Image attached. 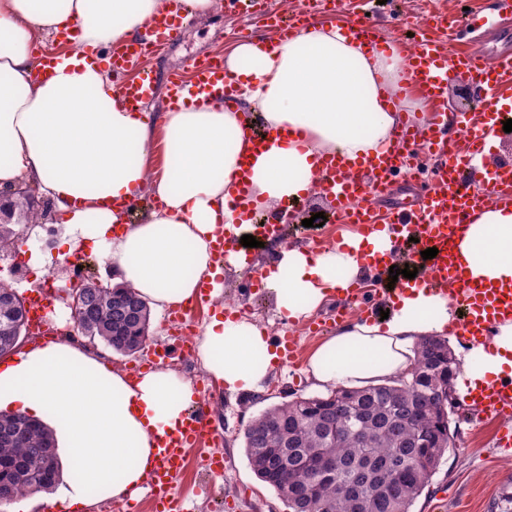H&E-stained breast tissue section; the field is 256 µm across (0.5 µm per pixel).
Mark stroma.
Returning a JSON list of instances; mask_svg holds the SVG:
<instances>
[{
	"label": "stroma",
	"mask_w": 512,
	"mask_h": 512,
	"mask_svg": "<svg viewBox=\"0 0 512 512\" xmlns=\"http://www.w3.org/2000/svg\"><path fill=\"white\" fill-rule=\"evenodd\" d=\"M485 0H347L340 21L347 22L370 16L388 41L402 42L407 36L405 22L410 16L428 17L433 9L440 8L466 20L467 7L484 4ZM241 17L233 11H217L190 19L183 37L168 41L149 55L144 65L155 76V90L146 110L153 121H161L169 91L171 75H189V63L194 59L222 56L237 40L233 32ZM326 213L320 227L305 226V219L316 213ZM299 221L284 227L289 246L301 249L329 248L342 234L350 232V225L340 223L330 214L328 205L321 200L306 204L300 210ZM28 243L15 253L0 257V265H14L19 273L12 282L21 295L30 289L52 282L54 290L63 289L70 276L69 264L57 263L41 270L29 264L31 251L59 254L61 235H48L44 224H34L26 232ZM251 271L244 270L226 276L224 302L239 315L253 319L266 327L269 336L283 334L295 336L299 356L291 363L281 364L268 375L263 388L256 394H231L223 386L212 382L198 359L188 355L167 359L166 364L177 370H189L196 385L207 386L208 403L212 417L220 428V446L231 460L223 475H204L198 466V455H191L185 472L177 482L179 493L185 499L187 512H286L282 501L251 471L243 448V431L250 421L267 407L296 397L312 396L313 390L306 379L308 358L311 351L326 338L325 333H311L309 326L318 321L333 322L339 305V295L319 306L309 319L296 324L283 322L276 314L268 295H256L248 283ZM183 322L169 325L166 314L151 317L153 340L164 341L181 334L197 338L208 317L205 305L192 301L184 307ZM456 446L447 451L430 485L423 491L412 512H505L512 504V455H506L497 446L496 422H479L461 418L456 429Z\"/></svg>",
	"instance_id": "obj_1"
}]
</instances>
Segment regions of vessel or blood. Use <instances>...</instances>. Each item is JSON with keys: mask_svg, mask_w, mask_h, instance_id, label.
Here are the masks:
<instances>
[{"mask_svg": "<svg viewBox=\"0 0 512 512\" xmlns=\"http://www.w3.org/2000/svg\"><path fill=\"white\" fill-rule=\"evenodd\" d=\"M259 17L264 27L287 36L308 26L313 15L308 12L288 23L272 11H261ZM468 27L482 34L512 32V0H502L493 17L475 11ZM412 29L415 46L409 62L408 89L423 92L443 113L448 106L449 74L468 72L485 93L480 122L462 115L457 117V125L466 132L460 146L449 143L434 126L421 128L410 122L389 152L370 158L365 164L355 166L335 154L323 157L321 165L327 174L323 191L342 222L358 225L364 235L385 230L392 249H399L412 237L417 239L420 249H436L427 285L449 295L463 308L459 330L471 342L480 344L494 322L512 319V279L474 278L460 264L458 241L462 228L478 210L493 203L512 205V164H500L490 170L475 164L484 155L487 138L504 110V92L512 88V53L505 51L490 57L462 50L451 55L444 43L426 36L421 24H413ZM182 31L180 13L173 8L152 18L144 33L113 50L116 88L131 110H142L155 88V79L147 69L129 77L132 63L141 61L153 43L178 38ZM190 70V79L171 77L173 99L227 91L223 62L195 60ZM423 150L441 159L431 184L416 208L391 211L388 220H381L373 198L388 191L398 171L413 168L417 153ZM213 249L224 258L238 252L239 242L233 229L217 228ZM470 403L483 415L501 421L499 447L504 451L512 449V380L484 384ZM206 404V395H199L196 408L185 414L178 425L155 434L156 461L146 481L151 512H184L175 482L186 468L189 452L202 444H216L220 438Z\"/></svg>", "mask_w": 512, "mask_h": 512, "instance_id": "b4317fda", "label": "vessel or blood"}]
</instances>
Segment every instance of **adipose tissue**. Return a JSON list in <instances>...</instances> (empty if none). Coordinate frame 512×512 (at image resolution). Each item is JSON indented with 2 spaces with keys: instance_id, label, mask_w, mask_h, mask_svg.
<instances>
[{
  "instance_id": "ef3b65f1",
  "label": "adipose tissue",
  "mask_w": 512,
  "mask_h": 512,
  "mask_svg": "<svg viewBox=\"0 0 512 512\" xmlns=\"http://www.w3.org/2000/svg\"><path fill=\"white\" fill-rule=\"evenodd\" d=\"M168 7L166 0H0V189L38 186L51 212L69 227V251L91 247L114 283L151 306L191 302L200 284L224 304V271L246 267L243 255L221 260L210 248L218 225L252 231L234 205L239 159L249 154L244 117L271 133L251 156V192L273 207L286 198L322 193L316 159L335 152L356 161L396 141L407 116L425 111L420 95L394 101L406 79L408 50L395 43L368 49L349 24L322 22L292 39L232 47L224 68L242 108L211 97L167 108L161 126L146 111L125 108L106 70L112 47ZM67 31L57 64L39 73L42 39ZM297 132L292 141L281 131ZM162 138L166 163L150 172L151 148ZM135 201L139 223L121 208ZM386 232L343 235L312 254L280 245L267 268L276 313L298 322L363 270L368 254L389 251ZM459 259L477 278H512V209L496 205L475 215ZM454 303L426 288L397 293L388 319L351 322L311 354L313 387L327 390L379 384L405 372L418 337L453 324ZM481 345L462 346L456 387L466 394L487 375L512 369V320L495 323ZM205 373L229 392H251L279 359L266 328L214 315L198 339ZM190 381L156 369L129 381L93 353L68 344L31 348L0 364V410L50 419L75 480L60 489L66 506L93 504L100 488L136 498L154 460V434L175 427L195 406Z\"/></svg>"
}]
</instances>
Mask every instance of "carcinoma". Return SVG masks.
<instances>
[{
  "instance_id": "carcinoma-1",
  "label": "carcinoma",
  "mask_w": 512,
  "mask_h": 512,
  "mask_svg": "<svg viewBox=\"0 0 512 512\" xmlns=\"http://www.w3.org/2000/svg\"><path fill=\"white\" fill-rule=\"evenodd\" d=\"M21 224H0V256L14 251ZM85 285V306L77 332L113 351L133 355L150 338V309L130 288ZM12 282L0 279V321L25 320ZM448 340L424 336L415 346L411 369L384 384L355 391L343 402L338 388L297 398L259 413L243 432L249 466L270 486L287 512H412L441 459L454 447L448 422L459 402L439 380V358ZM0 469L3 492L15 498L53 489L60 481L54 431L20 413H0Z\"/></svg>"
}]
</instances>
